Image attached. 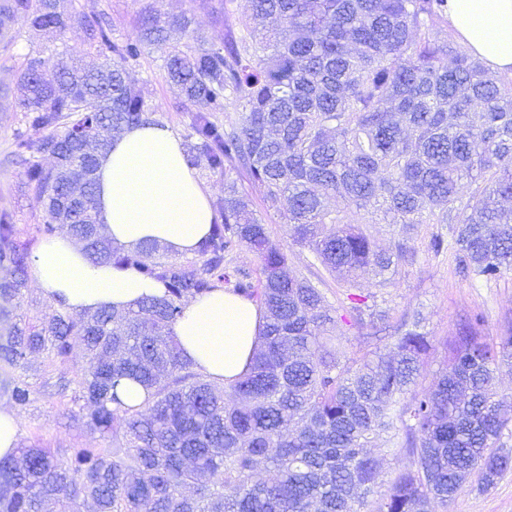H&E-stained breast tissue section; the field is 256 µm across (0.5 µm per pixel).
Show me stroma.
Listing matches in <instances>:
<instances>
[{"label": "stroma", "mask_w": 512, "mask_h": 512, "mask_svg": "<svg viewBox=\"0 0 512 512\" xmlns=\"http://www.w3.org/2000/svg\"><path fill=\"white\" fill-rule=\"evenodd\" d=\"M88 11L106 13L112 20V33L117 38L134 36L142 15L153 8L168 14H186L193 28L206 45L223 46L232 31L238 28L250 9L249 0H78ZM13 32L16 42L0 46V87L7 97L0 99V211L9 212L19 240L38 247L41 243L35 227L42 223L44 213L34 200L21 168L15 163L12 150L16 130L23 128L22 114L17 107L19 92L16 71L25 56H55L58 53L72 60H87L88 48L83 32L71 28L65 34L38 32L22 20L16 21ZM159 52L147 48L131 76L148 80L149 103L154 117L178 134H185L190 114L182 103L177 86L168 82L161 68ZM274 242L287 246L290 263L299 275L309 278L324 293L331 306L344 300L346 288L338 275L330 273L308 249L296 245L290 225L280 223L276 216L266 214ZM445 224H417L408 233L415 250V261L401 266L391 282L381 285L372 277L360 279L358 287L373 308L399 319L403 313L416 311L422 318L421 330L433 343H440L455 331L457 325L473 313L482 314L490 336L503 335L512 329V272L485 281L465 277L455 269L452 252L434 254L429 247L432 234L448 233ZM69 398L37 395L26 409L20 410V442L49 448H85L101 445L99 434L69 424L63 413L70 407ZM448 512H512V469L498 483L478 491L464 487L448 504Z\"/></svg>", "instance_id": "35a3bbf8"}]
</instances>
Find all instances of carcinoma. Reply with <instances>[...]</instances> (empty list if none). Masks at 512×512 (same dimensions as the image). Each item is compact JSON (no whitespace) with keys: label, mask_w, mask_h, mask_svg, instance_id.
<instances>
[{"label":"carcinoma","mask_w":512,"mask_h":512,"mask_svg":"<svg viewBox=\"0 0 512 512\" xmlns=\"http://www.w3.org/2000/svg\"><path fill=\"white\" fill-rule=\"evenodd\" d=\"M252 10L222 48L206 47L186 15L149 12L137 35L112 38L105 14L61 0H0V38L15 18L34 30L82 28L105 61L91 68L27 56L17 70L28 131L15 156L45 214L38 236L68 227L91 261L134 267L165 286L137 308L74 314L63 303L32 321L24 311L28 244L0 214V391L24 409L36 398L35 357L65 364L84 354L80 376L42 388L72 392L66 417L107 441L61 454L21 446L0 459V512H435L464 484L488 489L512 467L501 445L512 402L495 390L512 358V333L495 342L480 314L442 342L450 370L415 389L435 350L418 318H402L388 352L341 362L329 333L339 324L377 328L381 310L348 293L332 310L322 291L291 268L288 250L232 174L263 191L266 209L292 226L294 242L355 287L379 283L414 261L404 239L388 247L351 224H452L461 271L496 279L512 271V76L491 70L444 27L448 0H251ZM161 53L164 77L193 114L190 164L224 175V223L198 243L193 268L155 244L112 245L95 210L99 157L125 128L153 121L144 86L127 66L143 48ZM234 107L238 121L213 113ZM54 155L46 166L43 158ZM330 198L343 209L331 210ZM246 245L261 261L259 286L229 272L225 255ZM262 315L248 369L220 385L179 348L174 327L185 303L221 284ZM142 385L128 406L118 387ZM393 434L402 468L384 492L367 452Z\"/></svg>","instance_id":"carcinoma-1"}]
</instances>
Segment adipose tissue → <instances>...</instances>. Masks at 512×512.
Returning <instances> with one entry per match:
<instances>
[{"instance_id": "1", "label": "adipose tissue", "mask_w": 512, "mask_h": 512, "mask_svg": "<svg viewBox=\"0 0 512 512\" xmlns=\"http://www.w3.org/2000/svg\"><path fill=\"white\" fill-rule=\"evenodd\" d=\"M457 38L493 69L512 72V0H449ZM96 210L113 244L153 242L176 256L194 254L218 216L182 140L163 124L131 127L114 137L96 172ZM32 276L48 301L73 313L128 309L162 296L161 282L135 269L99 265L66 232L40 243ZM260 330L257 306L224 289L191 300L174 332L186 357L221 382L244 373Z\"/></svg>"}]
</instances>
